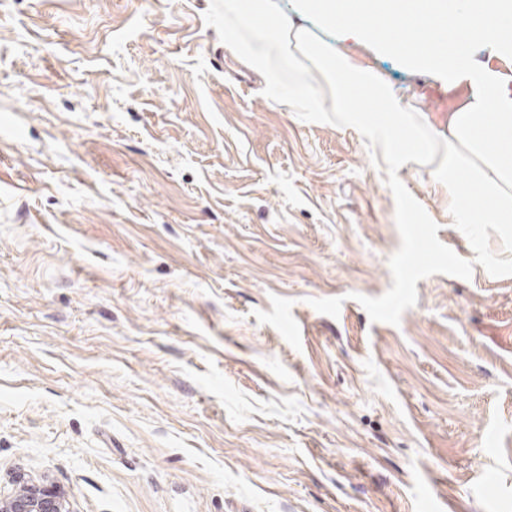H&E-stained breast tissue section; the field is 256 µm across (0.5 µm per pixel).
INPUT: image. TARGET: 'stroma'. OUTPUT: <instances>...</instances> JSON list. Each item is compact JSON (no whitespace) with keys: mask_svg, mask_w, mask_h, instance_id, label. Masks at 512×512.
Instances as JSON below:
<instances>
[{"mask_svg":"<svg viewBox=\"0 0 512 512\" xmlns=\"http://www.w3.org/2000/svg\"><path fill=\"white\" fill-rule=\"evenodd\" d=\"M285 24L438 131L447 74ZM224 0H0V483L70 512H512V233L271 98Z\"/></svg>","mask_w":512,"mask_h":512,"instance_id":"1","label":"stroma"}]
</instances>
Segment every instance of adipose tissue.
<instances>
[{
  "label": "adipose tissue",
  "instance_id": "1",
  "mask_svg": "<svg viewBox=\"0 0 512 512\" xmlns=\"http://www.w3.org/2000/svg\"><path fill=\"white\" fill-rule=\"evenodd\" d=\"M315 10L326 22L340 23L351 38L370 35L360 18L379 19L392 32L385 51L411 65L448 72L465 86L466 101L449 113L447 133L436 132L423 112L404 106L371 69L321 51L304 28L271 39L266 29L279 26L280 19L270 0H224V24L235 31L237 52L262 73L273 97L287 96L295 109L321 111L318 89L297 76L305 64L318 66L336 100L337 125L367 142L376 159L421 166L432 180L447 181L454 222H468L476 201L485 206L484 223L512 226V94L486 65L457 64L465 41L512 51V0H485L483 16L465 29L444 0H316ZM360 94L373 110L357 105Z\"/></svg>",
  "mask_w": 512,
  "mask_h": 512
}]
</instances>
